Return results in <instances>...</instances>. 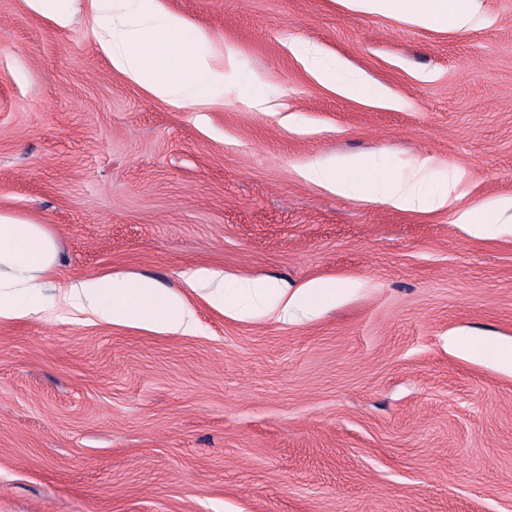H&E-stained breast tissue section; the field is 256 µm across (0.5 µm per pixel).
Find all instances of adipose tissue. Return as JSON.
Here are the masks:
<instances>
[{"instance_id": "ef3b65f1", "label": "adipose tissue", "mask_w": 512, "mask_h": 512, "mask_svg": "<svg viewBox=\"0 0 512 512\" xmlns=\"http://www.w3.org/2000/svg\"><path fill=\"white\" fill-rule=\"evenodd\" d=\"M365 13L401 17L435 29L458 33L476 21L474 0H347ZM99 49L113 69L144 87L154 98L178 109L214 103L221 95L216 61L207 29L168 11L163 0H88ZM310 70L324 83L336 85L349 98L383 95L382 86L360 75L342 76L323 66L320 48L304 50ZM301 177L341 197H364L404 211L446 207L444 192L426 193L417 181L395 175L377 179L371 164L358 155L318 160L300 171ZM58 260L56 240L49 229L0 213V319L20 320L51 307L48 276ZM192 290L206 291L220 306L228 293L248 297L235 308L245 319L268 312L288 317L296 310H315L355 291L349 283L336 288L312 281L288 292L260 281L229 278L223 271L197 268L186 273ZM69 305L104 323L130 325L170 336L196 330L191 307L150 279L109 274L90 276L67 287Z\"/></svg>"}]
</instances>
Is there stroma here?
Instances as JSON below:
<instances>
[{"instance_id":"obj_1","label":"stroma","mask_w":512,"mask_h":512,"mask_svg":"<svg viewBox=\"0 0 512 512\" xmlns=\"http://www.w3.org/2000/svg\"><path fill=\"white\" fill-rule=\"evenodd\" d=\"M165 4L234 55L206 110L115 72L85 13L61 31L0 0V212L52 232L54 287L147 278L197 320L160 335L62 300L1 320L0 512H512V371L471 354L512 341V223L455 221L512 198V0H474L466 34L345 0ZM309 44L390 102L320 83ZM349 155L451 199L403 211L299 175ZM198 267L357 289L238 320L186 287ZM509 209H512V199H489L460 211L457 223L469 226L474 235L481 236L487 233L491 226L499 224L500 214Z\"/></svg>"}]
</instances>
